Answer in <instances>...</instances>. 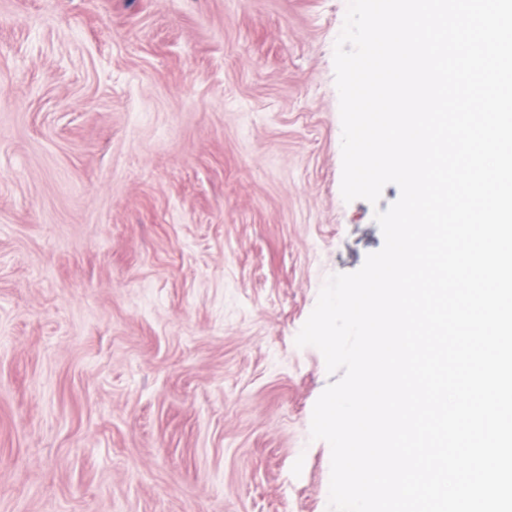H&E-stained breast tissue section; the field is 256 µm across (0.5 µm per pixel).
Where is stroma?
Segmentation results:
<instances>
[{"label":"stroma","instance_id":"stroma-1","mask_svg":"<svg viewBox=\"0 0 512 512\" xmlns=\"http://www.w3.org/2000/svg\"><path fill=\"white\" fill-rule=\"evenodd\" d=\"M347 6L0 0V512H328Z\"/></svg>","mask_w":512,"mask_h":512}]
</instances>
